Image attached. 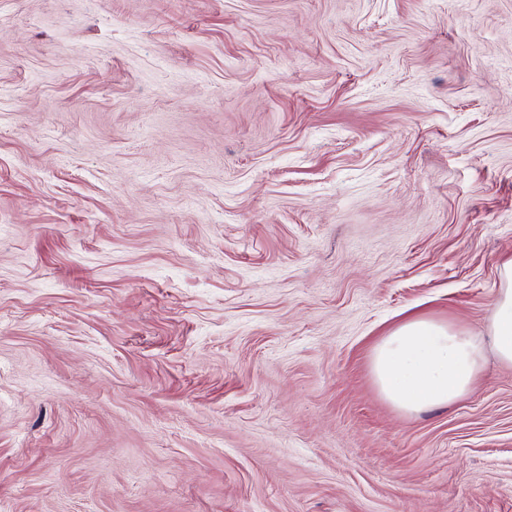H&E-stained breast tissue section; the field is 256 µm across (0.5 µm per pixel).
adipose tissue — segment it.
Returning a JSON list of instances; mask_svg holds the SVG:
<instances>
[{
  "label": "adipose tissue",
  "mask_w": 512,
  "mask_h": 512,
  "mask_svg": "<svg viewBox=\"0 0 512 512\" xmlns=\"http://www.w3.org/2000/svg\"><path fill=\"white\" fill-rule=\"evenodd\" d=\"M489 349L501 363L512 366V257L499 267L486 336L424 315L412 316L374 346L371 374L381 395L403 411L443 408L473 389Z\"/></svg>",
  "instance_id": "1"
}]
</instances>
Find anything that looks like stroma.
I'll return each instance as SVG.
<instances>
[{
	"label": "stroma",
	"instance_id": "1",
	"mask_svg": "<svg viewBox=\"0 0 512 512\" xmlns=\"http://www.w3.org/2000/svg\"><path fill=\"white\" fill-rule=\"evenodd\" d=\"M508 254L512 0H0V512H512ZM487 335L499 361L512 366V257L499 267V286L491 304ZM485 336L416 315L394 327L374 346L373 381L395 407L408 413L448 407L480 378Z\"/></svg>",
	"mask_w": 512,
	"mask_h": 512
}]
</instances>
